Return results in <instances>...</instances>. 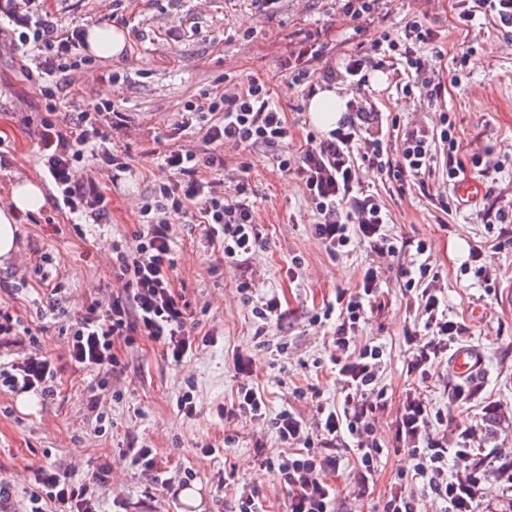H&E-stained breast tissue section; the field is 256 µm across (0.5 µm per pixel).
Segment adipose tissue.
Segmentation results:
<instances>
[{"instance_id":"obj_1","label":"adipose tissue","mask_w":512,"mask_h":512,"mask_svg":"<svg viewBox=\"0 0 512 512\" xmlns=\"http://www.w3.org/2000/svg\"><path fill=\"white\" fill-rule=\"evenodd\" d=\"M346 99L336 88L317 91L308 103L312 123L322 131L336 128L346 107ZM45 202L41 183L23 179L11 184L8 199L0 203V263L8 261L17 250L18 226L26 214L37 212Z\"/></svg>"}]
</instances>
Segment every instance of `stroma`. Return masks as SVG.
Instances as JSON below:
<instances>
[{"mask_svg":"<svg viewBox=\"0 0 512 512\" xmlns=\"http://www.w3.org/2000/svg\"><path fill=\"white\" fill-rule=\"evenodd\" d=\"M57 16L84 26L118 25L128 43L122 61L97 60L94 67L72 72L70 107L82 109L86 98L106 95L125 112L124 126L112 140L129 153L131 171L112 193V221L78 222L76 216L44 205L19 226L18 251L0 265V277L15 288L11 310L25 324L42 328L46 351L60 369L59 394L48 404L36 397L19 401L0 393V480L9 482L18 504H25L37 468L52 465L78 481H89L100 465L111 463L112 477L99 490L100 512H230L234 489H258L269 512H284L283 494L272 476L256 465V449L275 456L282 447L271 424L290 409L315 421L317 408L335 406L336 377L331 374L328 339L331 324L316 322L314 314L334 301L340 289L360 286L363 272L379 271L382 311L366 313L358 327L361 340L383 349L378 382L389 398L399 400L407 386L403 336L412 322L406 312L400 268L409 266L417 243L438 272V285L449 309L468 324L470 347L484 363L478 374L494 409L488 414L449 406L450 368L436 370L423 393L429 403L446 409L451 424L475 426L482 448L512 452V35L495 29L488 18L476 16L461 24V0H378L370 22L354 33L353 21L339 11L336 0H280L261 12L251 0H46ZM426 19L436 32L425 55L442 53L441 75L446 91L436 105L406 98L390 74L376 73L365 92L385 116L401 124L438 122L447 112L456 128L458 154L489 151L500 166L490 187L473 206H459L440 216L432 193L442 184L430 182V195L412 189L405 195L386 191L376 174L363 170L362 185L380 194L390 212L387 232L403 248L398 257L372 252L366 243L329 256L315 239L313 212L300 183L279 170L264 147L225 149L224 186L233 189L247 179L258 203V222L267 246L247 263L226 266L208 243L204 229L170 215L175 226L178 266L176 286L190 303L193 316L213 333L182 366L164 361L160 346L145 338L123 347L128 368L120 375L78 372L68 362L66 328L80 315L84 302L112 293V240L138 228L139 207L154 184L174 174L153 159L152 149H165L184 104L218 76L229 84L254 77L269 87L274 103L295 126L288 149L299 155L311 130L308 100L288 75V37L298 32L320 34L328 64L337 65L354 45L382 32L402 33L412 17ZM465 55L457 65V55ZM38 97L23 80L7 47L0 44V198L15 178L42 180L38 165L39 126L28 123ZM481 258L471 261L470 250ZM67 281L58 314L48 310L47 298L34 270L41 254ZM301 266H293V257ZM250 281L254 297L278 298L291 313L286 328L269 327L267 344L257 343L251 307L238 291ZM285 352H277L278 344ZM249 360L253 378L267 397L266 417L218 416V406L230 404L239 384L233 352ZM193 386L197 412L185 416L177 399ZM98 408L90 410V395ZM393 411L376 420L374 431L390 454L382 458L378 481L364 497L354 492L353 473L341 466L335 476L347 512H380L384 491L396 472L407 469V454L395 455ZM221 447L218 457L200 452L203 444ZM149 445L165 463L169 477L191 469L196 506L166 493L131 461L129 447Z\"/></svg>","mask_w":512,"mask_h":512,"instance_id":"stroma-1","label":"stroma"}]
</instances>
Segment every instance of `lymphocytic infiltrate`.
<instances>
[{"instance_id": "lymphocytic-infiltrate-1", "label": "lymphocytic infiltrate", "mask_w": 512, "mask_h": 512, "mask_svg": "<svg viewBox=\"0 0 512 512\" xmlns=\"http://www.w3.org/2000/svg\"><path fill=\"white\" fill-rule=\"evenodd\" d=\"M0 35L7 37L10 54L40 96L39 162L58 190L53 208L96 224L110 223L111 197L95 179L76 177L74 165L88 155L111 170L113 180H120L130 165L127 155L112 144V126L126 115L108 100L87 102L72 118L62 115L72 65L94 63L84 53V28L54 19L44 0H0ZM433 38L432 28L412 19L401 36L384 33L372 42L358 43L345 58L342 73L327 70L326 80L342 77L356 94L347 101L336 129L324 136L307 134L306 147L295 161L284 151L291 136L285 114L273 106L269 88L259 80L237 83L229 93L218 77L189 100L169 135L170 146L158 154L177 178L154 186L140 208L139 228L131 238L113 241L112 274L122 288L85 305L70 330L71 368L123 373L126 364L116 349L138 336L161 345L166 360L178 367L208 342L189 303L176 293L175 230L167 216L182 214L206 225L208 239L219 243L228 265L245 262L265 247L247 183H238L230 195L217 189L214 175L224 168V146L266 147L279 169L294 172L312 204L313 233L329 254L362 241L377 253L397 254L385 229L388 214L377 196L361 190L360 169L376 170L383 183L402 194L415 187L426 189L435 175L454 182L466 162L457 154L455 127L444 112L432 126L392 122L401 151L390 153L382 131L373 127L377 107L358 97L357 91L366 85L370 72L388 70L403 80L404 95L418 93L437 101L443 79L419 50L420 43ZM324 53L319 42L302 41L288 55L291 82L304 96L318 90L312 66ZM195 132L202 135L203 149L180 148L182 136ZM417 271L404 283L413 303V326L404 335L410 383L393 420L396 439L413 466L390 482L381 512H419L411 492L417 484L431 491L443 512H483V485L489 471L512 484V454L472 446L470 427L460 429L452 440L439 432L448 416L425 401L422 386L435 369L447 364L452 344L467 327L449 319L448 308L433 287L437 275L431 264L420 262ZM377 284V269L367 268L360 287L352 293L337 291L323 312L324 318L336 320L329 340L330 363L341 386L336 408L321 413L312 424L293 411H282L274 426L287 455L257 457L260 470L282 487L286 512H343L330 480L340 467L341 453L356 461L359 493L368 492L377 481L383 450L373 436L372 422L388 407L376 387L383 351L368 342L355 343L360 320L379 298ZM21 336L28 350L21 358L0 361V390L48 403L57 395L59 369L43 351L39 329L24 325L9 306L0 304V347L13 345ZM111 473V465L103 464L96 482L90 483L74 481L53 467L38 468L24 512H99L98 488Z\"/></svg>"}]
</instances>
